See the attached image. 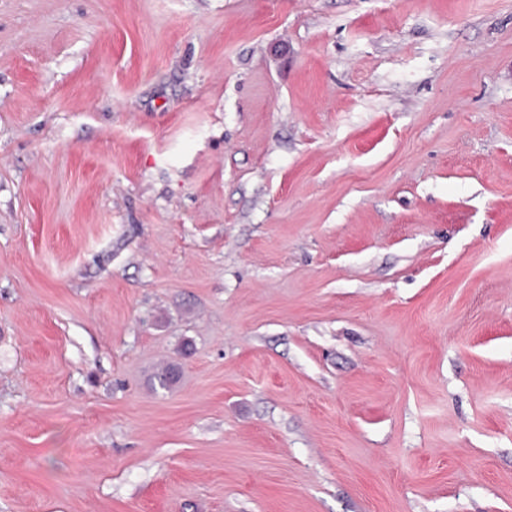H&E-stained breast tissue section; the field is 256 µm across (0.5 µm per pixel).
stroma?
<instances>
[{
  "label": "stroma",
  "mask_w": 512,
  "mask_h": 512,
  "mask_svg": "<svg viewBox=\"0 0 512 512\" xmlns=\"http://www.w3.org/2000/svg\"><path fill=\"white\" fill-rule=\"evenodd\" d=\"M0 512H512V0H0Z\"/></svg>",
  "instance_id": "obj_1"
}]
</instances>
